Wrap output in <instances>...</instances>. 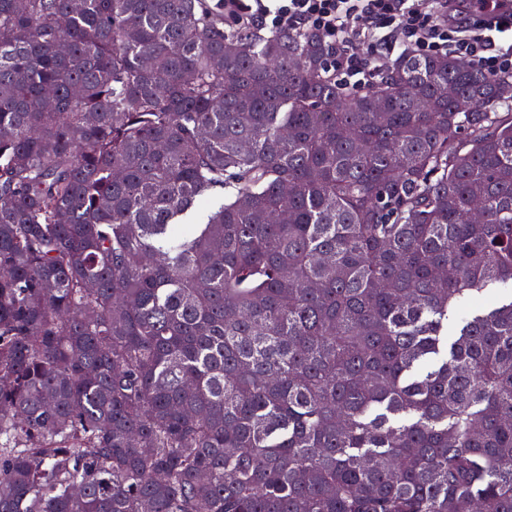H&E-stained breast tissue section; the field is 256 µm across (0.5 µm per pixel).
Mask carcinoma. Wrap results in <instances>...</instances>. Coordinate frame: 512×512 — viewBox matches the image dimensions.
Returning <instances> with one entry per match:
<instances>
[{
  "mask_svg": "<svg viewBox=\"0 0 512 512\" xmlns=\"http://www.w3.org/2000/svg\"><path fill=\"white\" fill-rule=\"evenodd\" d=\"M0 512H512V73L0 0Z\"/></svg>",
  "mask_w": 512,
  "mask_h": 512,
  "instance_id": "1",
  "label": "carcinoma"
}]
</instances>
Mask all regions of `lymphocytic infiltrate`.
<instances>
[{"instance_id": "f902f5d3", "label": "lymphocytic infiltrate", "mask_w": 512, "mask_h": 512, "mask_svg": "<svg viewBox=\"0 0 512 512\" xmlns=\"http://www.w3.org/2000/svg\"><path fill=\"white\" fill-rule=\"evenodd\" d=\"M481 21L453 22L448 0H224V18L243 28L288 33L314 29L333 49L338 70L373 83L397 41L421 53L463 54L490 74L512 68V43L493 33H512L506 0H468Z\"/></svg>"}]
</instances>
